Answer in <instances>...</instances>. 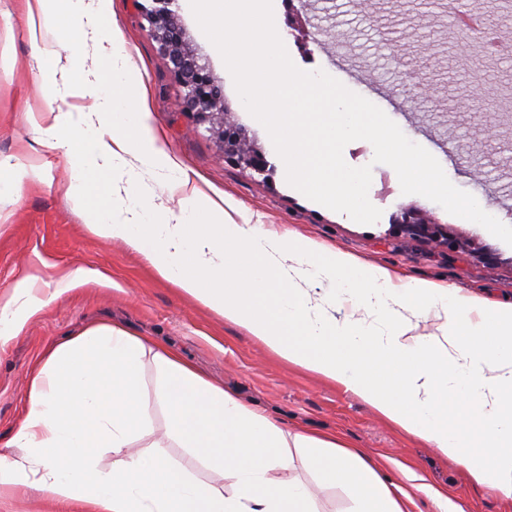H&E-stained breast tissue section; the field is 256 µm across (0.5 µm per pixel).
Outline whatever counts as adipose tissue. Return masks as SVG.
I'll return each mask as SVG.
<instances>
[{
    "mask_svg": "<svg viewBox=\"0 0 512 512\" xmlns=\"http://www.w3.org/2000/svg\"><path fill=\"white\" fill-rule=\"evenodd\" d=\"M110 0H27L40 25L65 12L82 26L63 67L65 95L93 96L96 112L70 107L28 113L42 146L71 161L67 198L98 234L138 253L157 279L244 328L289 363L342 385L380 416L461 464L477 484L512 500V304L430 281L395 282L381 267L260 224L238 223L207 197L113 220L89 201L85 183L135 159L168 158L149 122L139 71L120 31L98 39ZM112 66V81L88 78L87 48ZM384 311L388 331L336 319L337 294ZM48 304L37 276L0 297V345ZM480 313L472 322L471 313ZM443 315L444 333L421 336L414 320ZM153 383H146V370ZM28 406L12 442L23 455L0 461V499L33 492L82 512H316L312 491L282 469L301 462L344 489L350 512H409L408 494L359 449L335 436L282 427L201 375L154 336L100 323L48 344L31 367ZM167 418L168 442L189 465L134 451ZM112 453L111 469L100 458ZM230 476L232 491L199 480L192 464Z\"/></svg>",
    "mask_w": 512,
    "mask_h": 512,
    "instance_id": "1",
    "label": "adipose tissue"
}]
</instances>
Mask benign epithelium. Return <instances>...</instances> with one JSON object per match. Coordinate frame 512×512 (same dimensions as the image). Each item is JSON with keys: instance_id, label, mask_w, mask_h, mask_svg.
Masks as SVG:
<instances>
[{"instance_id": "7a95c632", "label": "benign epithelium", "mask_w": 512, "mask_h": 512, "mask_svg": "<svg viewBox=\"0 0 512 512\" xmlns=\"http://www.w3.org/2000/svg\"><path fill=\"white\" fill-rule=\"evenodd\" d=\"M173 2L153 0V6L146 16L150 35L183 88L186 112L192 115L197 125L206 130L223 131L221 152L224 161L258 175L272 172L273 167L261 148L251 141L248 131L227 119L223 90L188 40L176 12L171 9ZM305 7L306 3L302 2L300 7L292 8L293 30L297 32L298 39L304 42L310 39L306 19L302 17V9ZM416 77L418 74L415 72L407 74L400 86V94L411 101L421 96L422 82L414 81ZM398 226L410 236L439 239L451 249L460 247V241L448 235L445 225L416 210H404Z\"/></svg>"}]
</instances>
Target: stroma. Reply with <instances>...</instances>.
I'll return each mask as SVG.
<instances>
[{"instance_id": "1", "label": "stroma", "mask_w": 512, "mask_h": 512, "mask_svg": "<svg viewBox=\"0 0 512 512\" xmlns=\"http://www.w3.org/2000/svg\"><path fill=\"white\" fill-rule=\"evenodd\" d=\"M438 0H309L314 41L298 42L290 26L287 0H278L281 33L293 62L306 71L322 70L336 79L344 74L337 59L369 73L383 89L387 115L413 142L442 144L435 157L449 180L498 212L512 226V163H504L498 146L512 144V116L500 107L479 116L465 104L498 96L512 85V55L477 60L461 43L448 40V16ZM151 0H112V11L99 21L100 38L120 29L132 62L141 73L150 123L160 145L188 182L171 188L161 172L129 161L122 169L131 190L113 198L110 176L97 174L90 188L113 214L152 199L181 200L201 191L223 196L249 212L268 230L299 234L387 268L397 278L428 280L492 301L512 303V247L480 226L464 222L419 195L402 194L393 168L373 164L374 149L364 140L349 143L345 161L371 165L369 199L381 209L377 223L364 225L345 214L315 205L291 187L265 132L242 107L224 65L199 32L189 0L173 8L203 62L223 81L232 122L245 126L274 168L270 177L242 172L220 156L217 139L195 128L181 102L177 79L148 33L145 12ZM26 0H0V158L25 154L46 171L45 181L24 178L10 201L0 203V296L11 293L28 273L40 277L39 288L52 291L63 275L78 268L104 271L111 285H79L54 299L29 319L23 331L0 346V457L19 458L10 447L27 407L26 378L43 347L99 321L124 324L132 333L157 336L176 347L214 382L233 390L247 405L291 429L332 432L352 448L384 462L387 474L402 481L403 469L421 475L425 487L413 490L412 512H444L430 489L444 492L464 512H512V501L474 483L466 470L381 418L370 406L332 381L288 363L246 330L201 307L158 281L149 266L125 244L100 236L65 198L69 158L46 152L26 115L69 105L94 109L93 98H60L52 69L39 68L30 36ZM413 68L426 79L430 97L408 101L395 88L403 70ZM458 105L447 113V105ZM416 207L445 224L462 241L451 250L423 238L397 232L392 218Z\"/></svg>"}]
</instances>
